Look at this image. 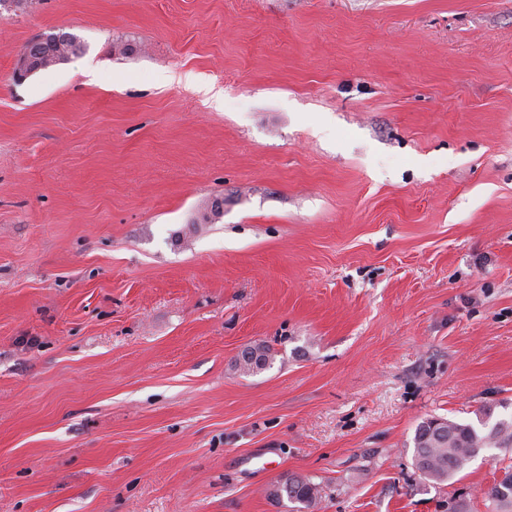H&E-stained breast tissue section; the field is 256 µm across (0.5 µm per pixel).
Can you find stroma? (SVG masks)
Wrapping results in <instances>:
<instances>
[{"label":"stroma","mask_w":512,"mask_h":512,"mask_svg":"<svg viewBox=\"0 0 512 512\" xmlns=\"http://www.w3.org/2000/svg\"><path fill=\"white\" fill-rule=\"evenodd\" d=\"M58 30L83 52L17 78ZM482 409L512 416V0L0 7V512H300L291 474L314 512H488L512 452L413 466ZM50 41L47 36L41 34L28 42L18 59L17 77L22 78L33 73V71H30L31 66L46 56ZM246 350H249L255 358L246 359L240 354L234 363L236 370L243 374H257L267 370L275 361L276 354L268 346L257 345L246 348ZM270 496L276 500L284 497L290 502L303 505L305 509H314L322 499V487L307 477H288L279 483L271 492Z\"/></svg>","instance_id":"35a3bbf8"}]
</instances>
